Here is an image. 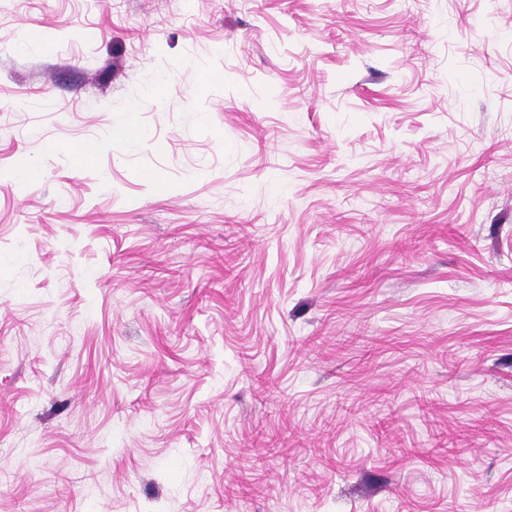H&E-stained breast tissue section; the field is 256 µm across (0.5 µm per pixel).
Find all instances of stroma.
<instances>
[{
  "label": "stroma",
  "instance_id": "1",
  "mask_svg": "<svg viewBox=\"0 0 512 512\" xmlns=\"http://www.w3.org/2000/svg\"><path fill=\"white\" fill-rule=\"evenodd\" d=\"M0 512H512V0H0Z\"/></svg>",
  "mask_w": 512,
  "mask_h": 512
}]
</instances>
